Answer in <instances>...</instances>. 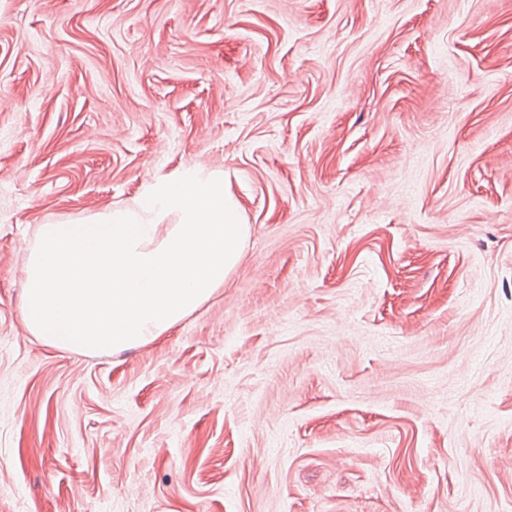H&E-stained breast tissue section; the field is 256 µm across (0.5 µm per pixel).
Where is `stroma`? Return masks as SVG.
Returning a JSON list of instances; mask_svg holds the SVG:
<instances>
[{"label": "stroma", "mask_w": 512, "mask_h": 512, "mask_svg": "<svg viewBox=\"0 0 512 512\" xmlns=\"http://www.w3.org/2000/svg\"><path fill=\"white\" fill-rule=\"evenodd\" d=\"M0 512H512V0H0ZM218 170L156 341L22 329L40 225Z\"/></svg>", "instance_id": "35a3bbf8"}]
</instances>
